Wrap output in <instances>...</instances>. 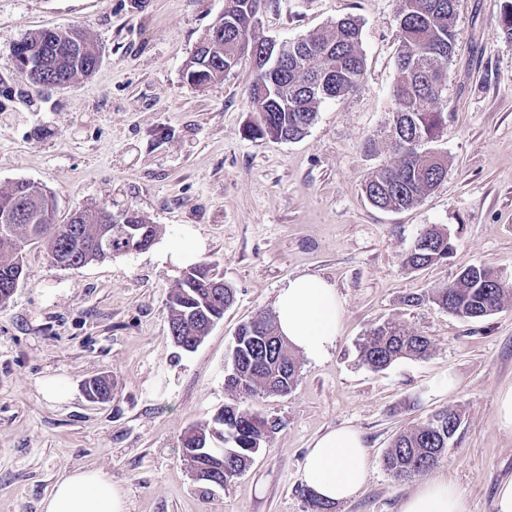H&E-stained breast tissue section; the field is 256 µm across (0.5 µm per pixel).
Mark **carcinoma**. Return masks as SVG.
Masks as SVG:
<instances>
[{
  "label": "carcinoma",
  "instance_id": "carcinoma-1",
  "mask_svg": "<svg viewBox=\"0 0 512 512\" xmlns=\"http://www.w3.org/2000/svg\"><path fill=\"white\" fill-rule=\"evenodd\" d=\"M457 0H400L398 79L393 86V122L388 137L399 155L394 165L378 168L366 181L367 199L376 207L403 210L420 203L448 174V161L429 144L448 126L442 110V86L448 78L455 32ZM262 0H224V38L206 34L203 47L188 60L191 70L202 72L198 83L207 85L224 77L248 55L256 70L248 88L258 121L248 126L256 136L292 141L313 124L318 106L357 90L365 59L360 47V24L344 18L300 39L272 49L277 62L263 60L267 40H258L255 27ZM36 50L32 80L39 86H66L92 73L99 62L88 41L68 53L69 39L55 35L47 41L40 29L22 39ZM55 195L36 182H14L0 187V307L19 285L26 246H42L50 260L67 268L116 258L132 251V240L145 236L153 245L158 227L134 209L125 211V223L109 222L110 212L95 215L76 211L66 224L54 223ZM453 251L451 236L435 225L425 229L404 258L416 270L447 259ZM213 264L194 263L168 296L169 332L173 343L187 351L198 347L213 320L224 317L234 301V288L215 287ZM432 303L459 316L476 320L493 314L512 299V283L490 266L470 265L454 281L434 289ZM430 341L400 324L370 328L359 346L362 362L380 371L404 359H422ZM299 361L285 342L272 313H261L238 328L230 353L224 385L232 401L211 421L184 432L183 460L199 470L197 481L224 486L244 473L257 451L275 430L268 418L241 405L254 393L286 395L297 382ZM87 392L104 396L112 379L98 376L86 383ZM460 426V414L449 409L435 412L425 423L394 438L383 458L385 469L397 479L415 476L448 452Z\"/></svg>",
  "mask_w": 512,
  "mask_h": 512
}]
</instances>
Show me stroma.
<instances>
[{"instance_id": "1", "label": "stroma", "mask_w": 512, "mask_h": 512, "mask_svg": "<svg viewBox=\"0 0 512 512\" xmlns=\"http://www.w3.org/2000/svg\"><path fill=\"white\" fill-rule=\"evenodd\" d=\"M503 0H458L455 53L442 101L448 128L435 147L445 180L413 208L381 210L363 186L397 162L384 131L398 78L399 0H265L256 35L276 42L353 17L365 72L359 89L321 103L295 141L247 137L251 58L199 89L183 70L224 0H0V187L42 184L56 221L78 210L134 209L158 225V242L64 269L29 247L25 276L0 308V512H41L56 480L95 469L122 489L127 512H308L300 472L325 433L349 426L372 471L359 494L330 512H401L429 481L445 480L469 512H495L512 479V430L500 396L512 388V301L465 321L424 299L463 268L484 264L512 280V39L499 28ZM42 28H77L97 68L63 87L29 85L13 47ZM449 229L454 250L417 271L403 265L421 231ZM200 239L235 301L192 352L169 335L167 296L183 274L163 243ZM336 287L343 319L326 354H299L295 388L245 405L279 427L251 467L224 487L196 482L181 457L191 425L231 395L225 368L235 332L273 311L289 281ZM422 295L419 304L411 295ZM392 321L431 341L427 358L382 371L358 345ZM106 375L112 394L90 403L83 384ZM62 378L65 398L42 390ZM450 407L455 444L419 476L398 480L382 457L394 436Z\"/></svg>"}]
</instances>
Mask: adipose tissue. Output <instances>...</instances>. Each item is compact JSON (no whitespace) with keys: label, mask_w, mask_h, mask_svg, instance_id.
Masks as SVG:
<instances>
[{"label":"adipose tissue","mask_w":512,"mask_h":512,"mask_svg":"<svg viewBox=\"0 0 512 512\" xmlns=\"http://www.w3.org/2000/svg\"><path fill=\"white\" fill-rule=\"evenodd\" d=\"M275 313L289 343L310 357L324 356L337 336L343 316L334 286L303 275L279 295ZM372 461L359 433L342 427L318 438L309 449L301 480L328 502H343L363 488ZM43 512H125L124 492L95 470H77L54 486L41 504ZM402 512H467L457 490L445 480L423 484L402 505Z\"/></svg>","instance_id":"ef3b65f1"}]
</instances>
